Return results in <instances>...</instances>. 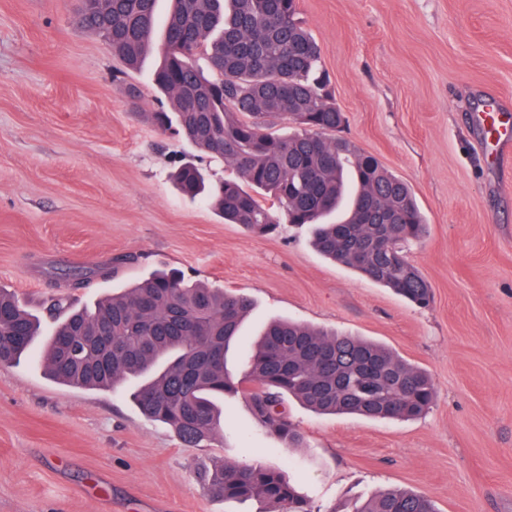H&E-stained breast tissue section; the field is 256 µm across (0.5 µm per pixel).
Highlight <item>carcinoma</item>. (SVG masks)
Instances as JSON below:
<instances>
[{
    "mask_svg": "<svg viewBox=\"0 0 512 512\" xmlns=\"http://www.w3.org/2000/svg\"><path fill=\"white\" fill-rule=\"evenodd\" d=\"M154 84L168 110L151 120L199 151L222 159L234 176L208 186L192 162L174 180L187 196L204 195L228 224L268 235L282 223L308 225L326 258L392 289L419 307L431 287L404 252L427 234L410 187L372 156L336 135L343 124L321 65V49L298 17L297 0H173ZM157 0H94L83 29L112 44L128 70L152 47ZM286 120L291 131L275 128ZM130 261L59 273L77 290L110 277ZM252 310L233 294L177 272L156 271L90 307L50 302L53 331L12 292L0 289V364L43 346L44 374L66 386L130 396L149 420L171 428L187 446L222 428L217 399L244 394L256 419L290 447L302 436L282 409L288 396L323 414L412 420L434 403L430 375L387 347L290 320L269 322L236 377L227 357ZM112 331V347L96 342ZM226 501L260 500L284 512H310L283 474L230 463L205 476ZM355 512H436L424 496L376 491Z\"/></svg>",
    "mask_w": 512,
    "mask_h": 512,
    "instance_id": "obj_1",
    "label": "carcinoma"
}]
</instances>
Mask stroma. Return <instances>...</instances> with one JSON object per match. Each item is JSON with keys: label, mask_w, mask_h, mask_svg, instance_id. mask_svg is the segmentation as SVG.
Wrapping results in <instances>:
<instances>
[{"label": "stroma", "mask_w": 512, "mask_h": 512, "mask_svg": "<svg viewBox=\"0 0 512 512\" xmlns=\"http://www.w3.org/2000/svg\"><path fill=\"white\" fill-rule=\"evenodd\" d=\"M322 50L342 137L412 189L428 224L407 258L429 282L420 308L336 264L305 227L256 236L170 180L184 158L223 161L161 133L152 73L124 71L109 42L73 23L75 0H0V288L44 329L53 269L128 256L72 291L92 303L153 270L254 302L242 336L292 319L387 346L431 376L409 421L285 410L301 447L225 397L224 430L185 446L121 392L64 386L33 359L0 365V512H278L210 495L224 463L277 469L312 512H351L398 488L437 512H512V155L492 159L475 115L512 108V0H298ZM141 97L131 101L129 87Z\"/></svg>", "instance_id": "35a3bbf8"}]
</instances>
